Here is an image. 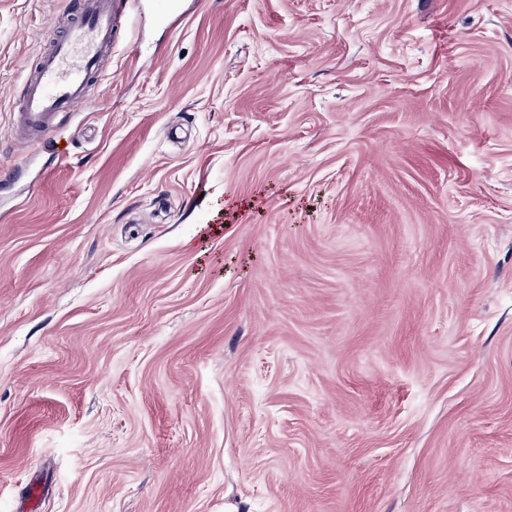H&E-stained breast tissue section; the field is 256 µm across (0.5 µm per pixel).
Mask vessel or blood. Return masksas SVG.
<instances>
[{"label": "vessel or blood", "mask_w": 512, "mask_h": 512, "mask_svg": "<svg viewBox=\"0 0 512 512\" xmlns=\"http://www.w3.org/2000/svg\"><path fill=\"white\" fill-rule=\"evenodd\" d=\"M77 19L65 37L40 56L35 71L21 81L15 114L16 144L61 147L59 117L75 111L89 95L112 49L118 28L142 15L150 0H73Z\"/></svg>", "instance_id": "obj_1"}]
</instances>
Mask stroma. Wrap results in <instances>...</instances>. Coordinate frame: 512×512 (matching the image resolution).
Returning a JSON list of instances; mask_svg holds the SVG:
<instances>
[{
    "mask_svg": "<svg viewBox=\"0 0 512 512\" xmlns=\"http://www.w3.org/2000/svg\"><path fill=\"white\" fill-rule=\"evenodd\" d=\"M177 3L0 180V512H512V0Z\"/></svg>",
    "mask_w": 512,
    "mask_h": 512,
    "instance_id": "obj_1",
    "label": "stroma"
}]
</instances>
